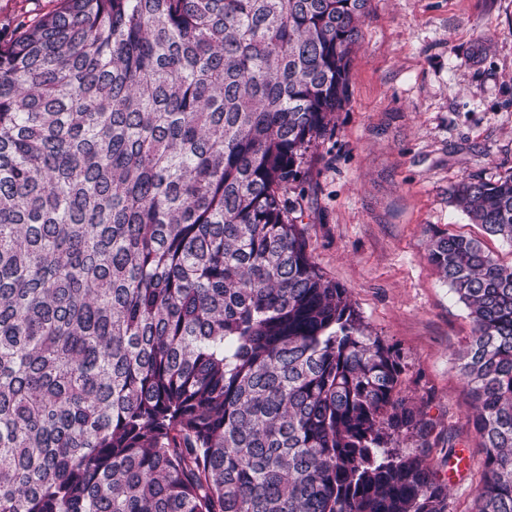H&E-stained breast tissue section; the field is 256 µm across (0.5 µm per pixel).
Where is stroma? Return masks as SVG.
<instances>
[{
  "mask_svg": "<svg viewBox=\"0 0 512 512\" xmlns=\"http://www.w3.org/2000/svg\"><path fill=\"white\" fill-rule=\"evenodd\" d=\"M468 175H512V0H370L347 99L288 196L315 262L399 350L402 389L433 425L429 457L450 477L448 512H475L485 454L455 358L472 325L426 258L430 230L482 239L512 263V244L450 205Z\"/></svg>",
  "mask_w": 512,
  "mask_h": 512,
  "instance_id": "obj_1",
  "label": "stroma"
}]
</instances>
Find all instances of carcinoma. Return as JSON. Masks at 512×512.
Masks as SVG:
<instances>
[{
	"instance_id": "1",
	"label": "carcinoma",
	"mask_w": 512,
	"mask_h": 512,
	"mask_svg": "<svg viewBox=\"0 0 512 512\" xmlns=\"http://www.w3.org/2000/svg\"><path fill=\"white\" fill-rule=\"evenodd\" d=\"M369 2L58 0L0 43V512H448L288 198ZM449 199L512 245V175ZM427 260L473 326L477 512H512V264Z\"/></svg>"
}]
</instances>
